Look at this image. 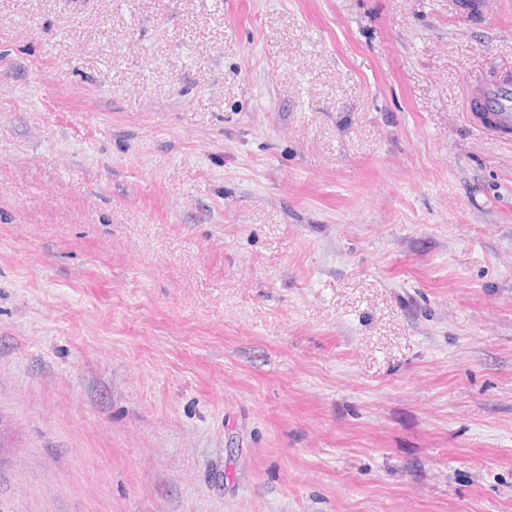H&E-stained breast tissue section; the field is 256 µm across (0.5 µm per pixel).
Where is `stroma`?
<instances>
[{"label": "stroma", "mask_w": 512, "mask_h": 512, "mask_svg": "<svg viewBox=\"0 0 512 512\" xmlns=\"http://www.w3.org/2000/svg\"><path fill=\"white\" fill-rule=\"evenodd\" d=\"M0 0V512H512V0ZM473 99L480 100L486 112L501 113L505 119L508 113L512 114V85L506 81L491 84L486 88H477L473 93Z\"/></svg>", "instance_id": "35a3bbf8"}]
</instances>
